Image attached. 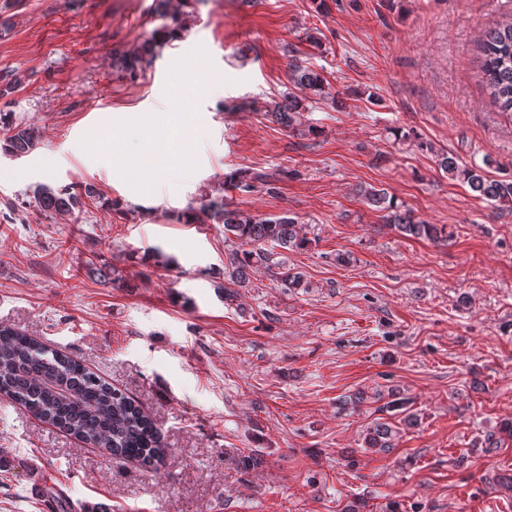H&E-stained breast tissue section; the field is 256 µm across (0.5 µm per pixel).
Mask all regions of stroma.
Segmentation results:
<instances>
[{"label": "stroma", "mask_w": 512, "mask_h": 512, "mask_svg": "<svg viewBox=\"0 0 512 512\" xmlns=\"http://www.w3.org/2000/svg\"><path fill=\"white\" fill-rule=\"evenodd\" d=\"M155 0H0V109L37 146L0 153V323L63 350L134 399L160 428L149 470L0 398V512H512V208L437 166L492 158L512 175V115L477 62L512 0H193L180 39L129 76L112 67L162 24ZM323 78L298 90L292 58ZM191 79L200 139L164 161L158 196L117 176L96 136L125 141L134 115L165 111ZM299 95L301 130L267 110ZM273 191L225 185L238 170ZM90 183L81 217H46L35 186ZM443 227L388 226L357 186ZM259 216L298 217L311 243L235 287L234 245L180 214L202 194ZM115 267L112 287L91 267ZM233 301H225L227 293ZM397 393L389 451L364 446ZM499 448L477 449L488 435Z\"/></svg>", "instance_id": "1"}]
</instances>
